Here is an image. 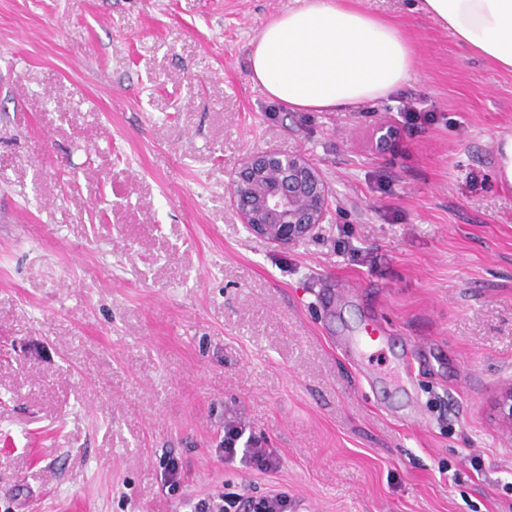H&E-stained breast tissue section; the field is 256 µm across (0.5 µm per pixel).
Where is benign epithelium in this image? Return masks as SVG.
<instances>
[{"instance_id":"obj_1","label":"benign epithelium","mask_w":512,"mask_h":512,"mask_svg":"<svg viewBox=\"0 0 512 512\" xmlns=\"http://www.w3.org/2000/svg\"><path fill=\"white\" fill-rule=\"evenodd\" d=\"M329 197L327 182L301 153L268 149L245 157L230 173L229 201L242 223L281 247L324 223ZM492 410L512 430V384L497 393Z\"/></svg>"}]
</instances>
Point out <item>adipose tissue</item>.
Instances as JSON below:
<instances>
[{"label": "adipose tissue", "instance_id": "1", "mask_svg": "<svg viewBox=\"0 0 512 512\" xmlns=\"http://www.w3.org/2000/svg\"><path fill=\"white\" fill-rule=\"evenodd\" d=\"M457 42L512 71V0H421ZM413 46L392 21L355 0H302L253 38L249 72L290 110L344 112L387 98L408 81Z\"/></svg>", "mask_w": 512, "mask_h": 512}]
</instances>
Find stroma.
I'll use <instances>...</instances> for the list:
<instances>
[{
	"label": "stroma",
	"instance_id": "stroma-1",
	"mask_svg": "<svg viewBox=\"0 0 512 512\" xmlns=\"http://www.w3.org/2000/svg\"><path fill=\"white\" fill-rule=\"evenodd\" d=\"M411 78L349 112L255 86L297 0H0V512H180L231 485L297 512H512V191L492 165L512 72L420 0ZM428 119L401 128L404 104ZM400 127L384 150L379 126ZM330 186L280 247L229 203L239 160ZM384 339L360 356L365 325ZM276 472L220 460L226 420ZM179 490L162 489L168 457ZM494 416L512 430V384L501 389L492 403Z\"/></svg>",
	"mask_w": 512,
	"mask_h": 512
}]
</instances>
